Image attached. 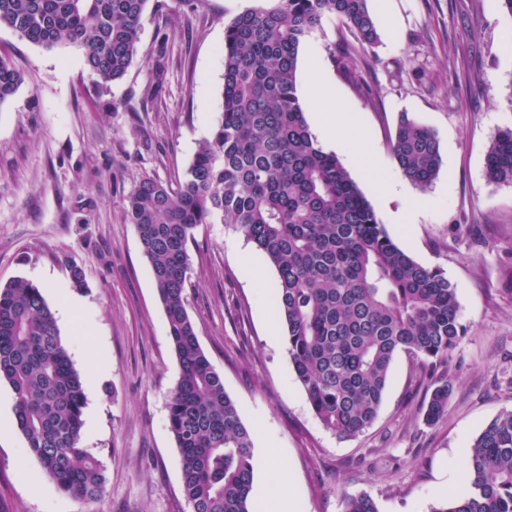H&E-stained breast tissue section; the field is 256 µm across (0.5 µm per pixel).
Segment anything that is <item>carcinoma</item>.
Listing matches in <instances>:
<instances>
[{
    "label": "carcinoma",
    "mask_w": 512,
    "mask_h": 512,
    "mask_svg": "<svg viewBox=\"0 0 512 512\" xmlns=\"http://www.w3.org/2000/svg\"><path fill=\"white\" fill-rule=\"evenodd\" d=\"M149 0H0V28L46 48L76 45L94 82L121 79L137 54ZM327 17L357 40L379 35L370 0H271L224 30L222 112L172 188L137 182L125 215L152 268L179 366L168 399L192 512H254L253 441L224 379L203 351L186 308L190 245L202 224H229L277 274L275 309L288 356L317 418L340 439L378 417L394 359L407 355L433 379L425 419L448 411L452 380L438 367L468 333L456 288L390 238L349 173L319 143L297 90L299 52ZM23 77L0 56V104ZM390 151L421 191L442 166L436 133L404 112ZM486 176L512 184V126L498 130ZM15 397L29 453L58 489L94 501L101 462L81 446L85 394L42 290L16 278L0 285V381ZM466 489L431 512H512V411L471 446ZM344 512H379L368 495Z\"/></svg>",
    "instance_id": "obj_1"
}]
</instances>
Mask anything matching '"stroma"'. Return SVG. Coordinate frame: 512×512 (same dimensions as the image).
Returning <instances> with one entry per match:
<instances>
[{
	"label": "stroma",
	"instance_id": "stroma-1",
	"mask_svg": "<svg viewBox=\"0 0 512 512\" xmlns=\"http://www.w3.org/2000/svg\"><path fill=\"white\" fill-rule=\"evenodd\" d=\"M259 0H149L126 75L94 83L75 46L48 49L0 28V55L23 73L0 104V285L22 277L51 309L61 291L77 311L57 317L86 387L81 445L103 465L95 501L61 492L28 453L14 395L0 382V512H191L167 401L178 378L163 305L126 197L143 177L182 180L222 106L224 28ZM380 41L361 44L327 19L300 62L316 56L338 93L347 135L339 159L392 240L443 270L469 328L449 358L448 415L424 421L432 386L406 356L391 368L376 421L339 439L316 417L275 318L276 274L232 228L204 224L191 246L186 307L253 439V500L271 512H343L371 496L379 512H430L442 473L463 471L484 426L512 410V185L485 157L512 125V15L500 0H371ZM345 50L334 63L330 48ZM438 135L442 167L419 191L388 144L401 113ZM394 185L380 200L372 184ZM85 277L74 287L71 267Z\"/></svg>",
	"mask_w": 512,
	"mask_h": 512
}]
</instances>
